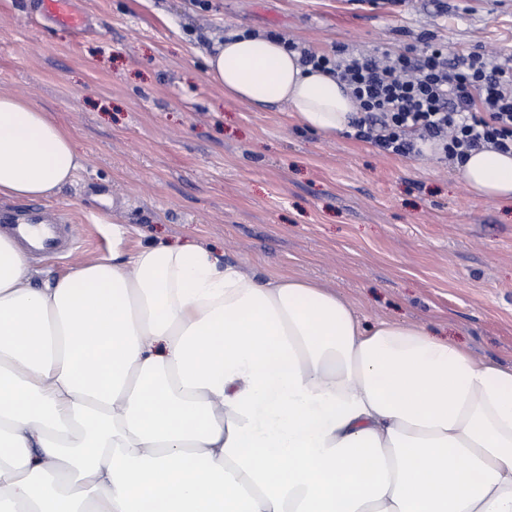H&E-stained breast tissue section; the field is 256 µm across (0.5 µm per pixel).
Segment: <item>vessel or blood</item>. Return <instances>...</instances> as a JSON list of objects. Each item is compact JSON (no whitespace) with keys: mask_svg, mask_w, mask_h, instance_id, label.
<instances>
[{"mask_svg":"<svg viewBox=\"0 0 512 512\" xmlns=\"http://www.w3.org/2000/svg\"><path fill=\"white\" fill-rule=\"evenodd\" d=\"M41 12L60 27L77 34L88 32L85 14L77 8L76 0H40ZM0 233L17 240L35 255H64L73 246L76 230L66 217L43 223L36 210L24 209L0 218Z\"/></svg>","mask_w":512,"mask_h":512,"instance_id":"obj_1","label":"vessel or blood"}]
</instances>
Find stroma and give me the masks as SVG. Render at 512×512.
Here are the masks:
<instances>
[{
    "label": "stroma",
    "mask_w": 512,
    "mask_h": 512,
    "mask_svg": "<svg viewBox=\"0 0 512 512\" xmlns=\"http://www.w3.org/2000/svg\"><path fill=\"white\" fill-rule=\"evenodd\" d=\"M76 36L39 0H0V91L37 102L83 160L48 209L78 224L58 275L123 245L213 249L245 271L323 283L365 323L424 325L512 366V208L471 196L437 157L385 156L285 113L225 99L203 57L229 34H276L318 53L346 45L512 56V0H80Z\"/></svg>",
    "instance_id": "obj_1"
}]
</instances>
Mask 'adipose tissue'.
Segmentation results:
<instances>
[{
    "label": "adipose tissue",
    "mask_w": 512,
    "mask_h": 512,
    "mask_svg": "<svg viewBox=\"0 0 512 512\" xmlns=\"http://www.w3.org/2000/svg\"><path fill=\"white\" fill-rule=\"evenodd\" d=\"M226 98L348 130L352 96L278 39L204 59ZM81 156L0 92V196L52 199ZM512 206V154L456 166ZM40 279L0 236V512H512V367L363 324L314 281L199 245L122 246Z\"/></svg>",
    "instance_id": "adipose-tissue-1"
}]
</instances>
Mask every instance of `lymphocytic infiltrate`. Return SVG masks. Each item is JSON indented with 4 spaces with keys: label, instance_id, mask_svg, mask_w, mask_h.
Listing matches in <instances>:
<instances>
[{
    "label": "lymphocytic infiltrate",
    "instance_id": "obj_1",
    "mask_svg": "<svg viewBox=\"0 0 512 512\" xmlns=\"http://www.w3.org/2000/svg\"><path fill=\"white\" fill-rule=\"evenodd\" d=\"M302 64L336 77L356 105L355 139L385 155L418 153L419 142L441 145L446 162L473 150L512 152V58L484 52L449 55L439 45L421 53L379 46L339 47L319 55L287 41Z\"/></svg>",
    "mask_w": 512,
    "mask_h": 512
}]
</instances>
